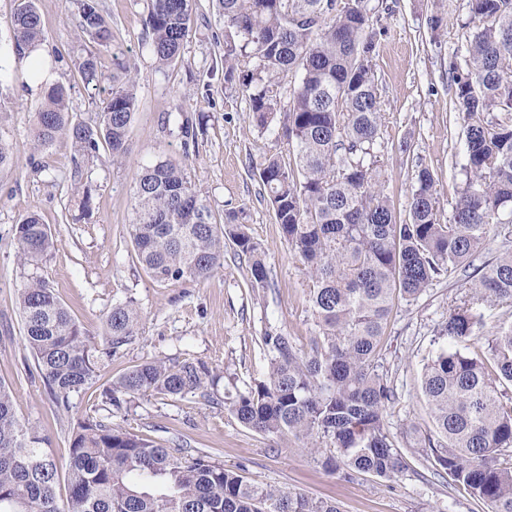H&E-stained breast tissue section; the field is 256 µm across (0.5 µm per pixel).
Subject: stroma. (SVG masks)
<instances>
[{"label": "stroma", "mask_w": 512, "mask_h": 512, "mask_svg": "<svg viewBox=\"0 0 512 512\" xmlns=\"http://www.w3.org/2000/svg\"><path fill=\"white\" fill-rule=\"evenodd\" d=\"M385 30L373 60L386 123L385 192L405 204L419 164L438 178L444 217H451L465 180L464 125L452 86V67H464L470 29L468 0H384ZM41 15L49 80L69 86L75 120L96 125L103 89L84 86L78 73L83 52L64 16L70 0H35ZM17 0H0V140L17 148L18 164L0 170V382L15 395L18 414L39 422L60 470L70 466L69 442L75 416H56L51 395L23 346L16 307L20 271L15 262L13 227L21 216L38 213L48 224L52 254L42 274L73 317L94 335L112 307L133 300L141 311V333L112 357L99 362L100 384L116 380L143 357L204 365L218 378L208 401L194 393L177 399L146 393L114 417L127 429L154 439L174 436L208 453L225 468L241 470L252 482L336 500L343 512H480L462 488L433 475L420 448L432 429L421 391L423 365L435 351L434 339L464 291L459 278H442L414 302H397L388 323L380 363L395 399L384 417L407 469L394 480L326 472L320 454L300 443L272 440L246 429L224 400L262 380L269 353L258 341L267 330L306 344L313 317L306 275L276 224L259 171L266 154L287 156L274 132H258L249 101L238 83L214 69L224 52V23L215 0H197L184 49L185 64L159 72L146 48L147 0H99L117 42L138 67V106L131 131L133 164L97 157L74 162L67 141L30 153V128L42 100L26 59L12 49L8 21ZM442 18L439 29L429 19ZM188 110L204 116L195 147L183 148L170 114ZM408 151H401V144ZM188 159V174L209 202L215 223L225 212L242 211L249 234L270 267L271 288L251 287L245 264L224 253V267L209 279L158 286L134 256L130 237L133 167L159 158ZM89 212H82V199Z\"/></svg>", "instance_id": "35a3bbf8"}]
</instances>
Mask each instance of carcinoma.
I'll list each match as a JSON object with an SVG mask.
<instances>
[{
	"label": "carcinoma",
	"mask_w": 512,
	"mask_h": 512,
	"mask_svg": "<svg viewBox=\"0 0 512 512\" xmlns=\"http://www.w3.org/2000/svg\"><path fill=\"white\" fill-rule=\"evenodd\" d=\"M195 0H148V48L160 72L185 64L184 45ZM224 20V82L242 73L256 127L273 120L293 163L268 154L260 179L282 235L307 275L314 330L307 350L294 337L266 330L273 353L265 378L229 402L245 428L272 439L293 438L318 452L330 473L392 480L408 468L383 415L394 390L379 358L395 302H411L443 276L469 280L440 335L452 348L425 365L421 390L432 434L424 452L485 512H512V323L491 332L486 349L484 307H512V250L475 266L491 237L512 234V0H470L472 39L466 68L453 69L454 95L464 114L466 180L448 222H441L437 181L418 167L405 208L386 196L381 145L385 116L372 61L383 34L370 0H216ZM75 32L112 49L111 88L92 129L74 120L59 84L44 88L29 148L58 140L93 157L104 141L112 160L130 153L137 106V66L114 44L97 0H77L66 15ZM9 28L18 57L43 41L34 0H19ZM301 81L284 91L283 80ZM78 73L99 81L96 54L86 51ZM184 146L196 144L203 119L172 117ZM130 233L139 263L165 286L205 281L224 267V248L245 259L251 286L270 287L266 255L236 211L224 224L187 175L186 159L137 167ZM21 282L16 305L22 342L38 376L67 415L97 381L95 341L38 270L53 247L36 212L14 227ZM474 273H468L469 269ZM478 278H472V275ZM141 313L133 301L105 320V354L131 343ZM202 387L191 363L146 357L99 396L84 403L70 438L63 478L45 448L39 424L19 417L13 391L0 383V512H342L315 499L250 483L180 437L156 441L112 422L131 398L148 392L181 397Z\"/></svg>",
	"instance_id": "obj_1"
}]
</instances>
